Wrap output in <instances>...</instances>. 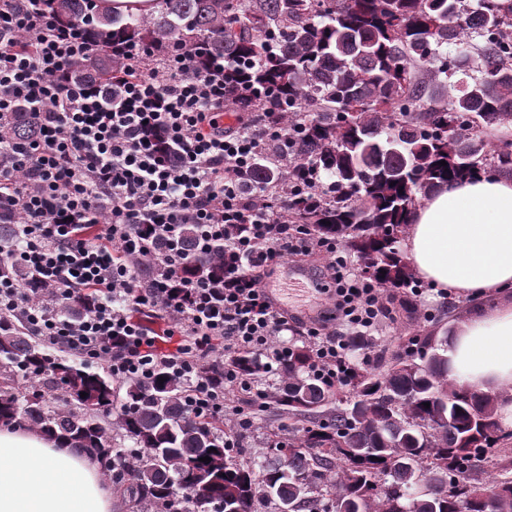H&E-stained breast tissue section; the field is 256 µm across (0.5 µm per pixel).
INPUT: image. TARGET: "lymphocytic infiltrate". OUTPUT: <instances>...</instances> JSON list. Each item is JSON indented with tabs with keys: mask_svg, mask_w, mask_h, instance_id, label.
<instances>
[{
	"mask_svg": "<svg viewBox=\"0 0 512 512\" xmlns=\"http://www.w3.org/2000/svg\"><path fill=\"white\" fill-rule=\"evenodd\" d=\"M30 37L31 48L12 36ZM80 25L57 26L45 11L0 0V123L23 97L39 109L31 143L0 141V209L22 217V235L0 250V266L22 264L50 285L33 300L17 282L0 278V316L22 318L36 333L90 363L108 362L113 377L142 379L157 367L185 382L187 405L204 420L251 424L268 393L234 367L249 352L265 369L280 365L290 348L288 314L263 288L287 257L325 260L328 313L303 327L311 373L329 387L342 384L349 361L346 339L365 335L387 316L385 290L352 273L332 239L290 223L287 212L248 200L244 183L256 158L273 143L287 144L282 126L257 127L249 113L225 125L228 98L224 64L199 68L181 42L154 64L153 51L127 48L128 65L106 99L93 82L67 78V64L98 53ZM37 176L29 189L26 172ZM198 227L195 252L181 245L180 227ZM237 236H229L233 226ZM224 245V275H190L195 253ZM149 256L153 277L143 281L126 261ZM81 302L77 318L63 308ZM167 323L147 325L144 314ZM170 349H163V342ZM224 364V382L240 391L227 405L202 372L209 360Z\"/></svg>",
	"mask_w": 512,
	"mask_h": 512,
	"instance_id": "obj_1",
	"label": "lymphocytic infiltrate"
}]
</instances>
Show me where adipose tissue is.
Returning a JSON list of instances; mask_svg holds the SVG:
<instances>
[{"instance_id": "ef3b65f1", "label": "adipose tissue", "mask_w": 512, "mask_h": 512, "mask_svg": "<svg viewBox=\"0 0 512 512\" xmlns=\"http://www.w3.org/2000/svg\"><path fill=\"white\" fill-rule=\"evenodd\" d=\"M414 274L474 310L448 329L452 377L498 396L512 428V178L447 185L415 204L403 239ZM96 462L29 430L0 432V512H122Z\"/></svg>"}]
</instances>
